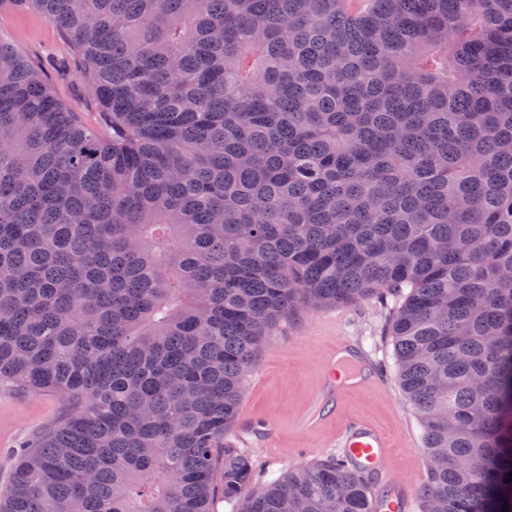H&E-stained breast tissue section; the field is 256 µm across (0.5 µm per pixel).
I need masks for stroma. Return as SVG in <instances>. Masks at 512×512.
<instances>
[{
    "instance_id": "1",
    "label": "stroma",
    "mask_w": 512,
    "mask_h": 512,
    "mask_svg": "<svg viewBox=\"0 0 512 512\" xmlns=\"http://www.w3.org/2000/svg\"><path fill=\"white\" fill-rule=\"evenodd\" d=\"M0 31L30 56L49 62L57 97L80 106L85 120L96 122L81 61L50 22L31 12L11 13L0 17ZM396 303L390 295L307 310L283 320L266 337L246 380L237 424L227 436L232 447L251 458L254 489H263L288 471L339 455V420L315 434L300 430L297 422L321 384L324 357L340 336L352 338L363 349L379 377L374 387L349 394L342 418L357 415L383 429L392 443L389 467L413 488L424 483L421 428L399 384L388 331ZM62 412L63 404L54 394L0 384V484L9 477L13 449Z\"/></svg>"
}]
</instances>
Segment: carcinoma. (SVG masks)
Returning a JSON list of instances; mask_svg holds the SVG:
<instances>
[{
	"label": "carcinoma",
	"mask_w": 512,
	"mask_h": 512,
	"mask_svg": "<svg viewBox=\"0 0 512 512\" xmlns=\"http://www.w3.org/2000/svg\"><path fill=\"white\" fill-rule=\"evenodd\" d=\"M0 382L65 413L0 512H373L331 458L252 490L263 340L393 292L422 512H512V0H0ZM1 28L30 56L49 62L56 96L81 107L85 120H98L91 94L81 77V61L69 48L55 27L31 12L11 13L2 17Z\"/></svg>",
	"instance_id": "carcinoma-1"
}]
</instances>
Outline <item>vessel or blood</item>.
Segmentation results:
<instances>
[{
    "label": "vessel or blood",
    "instance_id": "b4317fda",
    "mask_svg": "<svg viewBox=\"0 0 512 512\" xmlns=\"http://www.w3.org/2000/svg\"><path fill=\"white\" fill-rule=\"evenodd\" d=\"M364 367L348 338H338L336 349L327 362L325 379L299 420L300 428L317 430L340 407L350 391L371 383L373 377ZM336 445L342 448L344 457L361 469L376 472L384 486L399 490L400 496L396 499L375 497V512H411L408 483L388 467V437L379 427L359 417L348 418L336 437Z\"/></svg>",
    "mask_w": 512,
    "mask_h": 512
}]
</instances>
